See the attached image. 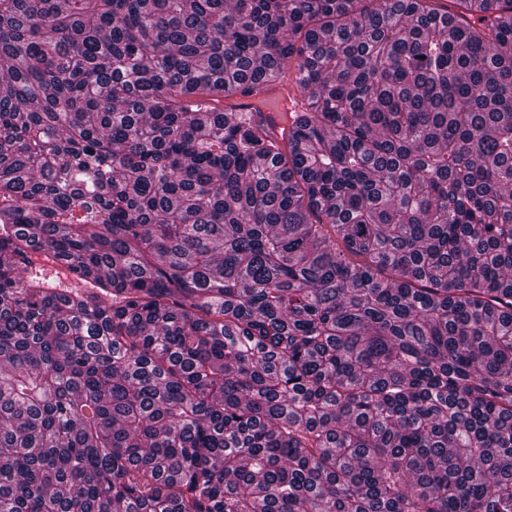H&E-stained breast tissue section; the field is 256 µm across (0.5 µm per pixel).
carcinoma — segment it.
Instances as JSON below:
<instances>
[{
	"instance_id": "cac0c4a2",
	"label": "carcinoma",
	"mask_w": 512,
	"mask_h": 512,
	"mask_svg": "<svg viewBox=\"0 0 512 512\" xmlns=\"http://www.w3.org/2000/svg\"><path fill=\"white\" fill-rule=\"evenodd\" d=\"M1 61L0 512H512V0H0Z\"/></svg>"
}]
</instances>
